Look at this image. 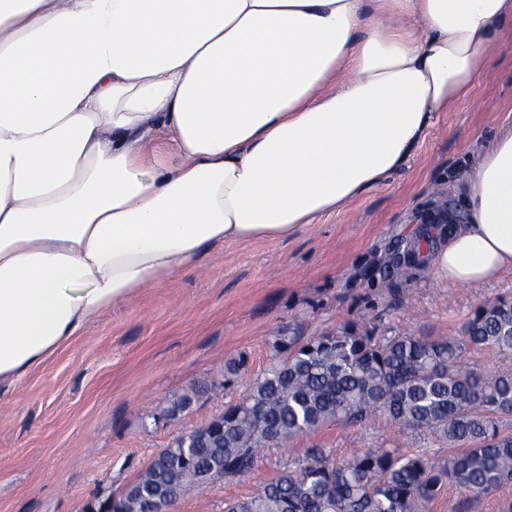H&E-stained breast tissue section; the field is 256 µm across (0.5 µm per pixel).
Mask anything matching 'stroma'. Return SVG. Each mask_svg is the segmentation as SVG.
<instances>
[{
	"instance_id": "35a3bbf8",
	"label": "stroma",
	"mask_w": 512,
	"mask_h": 512,
	"mask_svg": "<svg viewBox=\"0 0 512 512\" xmlns=\"http://www.w3.org/2000/svg\"><path fill=\"white\" fill-rule=\"evenodd\" d=\"M512 125V23H504L484 77L453 109L436 113L409 161L342 211L283 242L215 248L179 280L135 291L13 390L0 395V512H90L122 494L180 431L208 422L271 361L276 337L314 336L350 321L377 335L412 330L458 336L471 310L512 297V272L450 286L432 272L389 276L395 252L413 248L410 229L427 208L467 207L466 178L496 130ZM246 360L244 379L224 385V360ZM213 390L177 420L162 414L191 383ZM321 448L421 451L440 461L446 443L398 430L379 417L335 423L274 448L253 472L188 491L171 512H224ZM500 501L448 486L426 512H499Z\"/></svg>"
}]
</instances>
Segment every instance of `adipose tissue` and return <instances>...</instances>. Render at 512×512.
I'll return each mask as SVG.
<instances>
[{
	"label": "adipose tissue",
	"mask_w": 512,
	"mask_h": 512,
	"mask_svg": "<svg viewBox=\"0 0 512 512\" xmlns=\"http://www.w3.org/2000/svg\"><path fill=\"white\" fill-rule=\"evenodd\" d=\"M508 19L512 0H0V390L135 290L378 185ZM468 198L429 255L451 285L512 271V128Z\"/></svg>",
	"instance_id": "1"
}]
</instances>
